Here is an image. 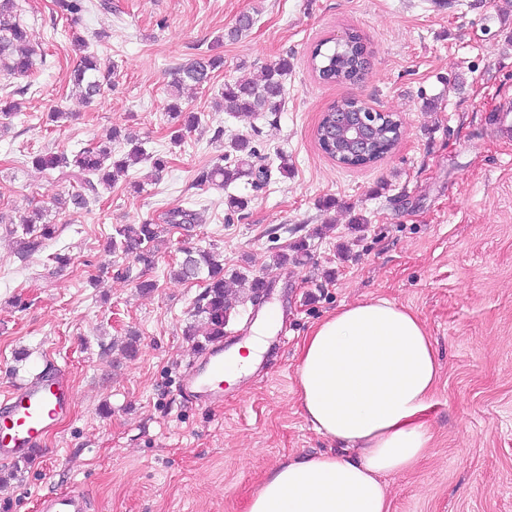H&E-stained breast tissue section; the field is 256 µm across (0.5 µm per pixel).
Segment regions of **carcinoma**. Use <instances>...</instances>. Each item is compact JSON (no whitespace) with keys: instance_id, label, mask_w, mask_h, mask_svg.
I'll use <instances>...</instances> for the list:
<instances>
[{"instance_id":"carcinoma-1","label":"carcinoma","mask_w":512,"mask_h":512,"mask_svg":"<svg viewBox=\"0 0 512 512\" xmlns=\"http://www.w3.org/2000/svg\"><path fill=\"white\" fill-rule=\"evenodd\" d=\"M56 5L62 14L71 16L88 8L87 0H56ZM347 37L345 42L334 38L325 39L314 47L311 67L322 81L330 84H357L367 74L369 51L364 38L357 32H349ZM74 43L82 52L80 63L73 74L74 87L82 99L91 101L101 92L100 69L95 55L87 52L85 41L77 37ZM34 54L35 50L27 46V30L18 0H0V71L30 78L33 75ZM223 65L219 56L200 54L175 69L171 87L176 90L184 87L201 88L210 83L214 72ZM288 68V59L280 58L265 65L254 79L225 83L220 94L222 108L238 116L262 113L277 115L283 103L284 78ZM168 116L173 126L170 141L175 146L181 145L184 132L192 131L201 123L197 113L187 112L177 103L169 105ZM396 119L398 116L394 115L384 123L378 122V127L372 131V148L365 158L354 159L328 147L320 124L315 129V138L330 158L339 161L345 157V165L349 167L368 166L383 159L399 144L402 126L395 123ZM120 138L125 141L126 149L117 156L112 152V142ZM229 148L231 153L220 154L211 166L199 171L196 177L198 185L211 184L226 188L244 176L253 178L256 187L266 182L269 168L255 167L253 158L256 157V150L248 138L232 139ZM146 160L152 161L159 170L166 166L163 157L148 153L140 141L121 137L120 131L114 127L104 141L91 143L70 154H38L34 156L33 163L41 169L68 171V176L78 183V187L69 194L68 202L76 209H84L89 204L85 190H96L94 182H99L108 190L112 188L116 176ZM196 221V211L180 206L168 210L164 218V223L172 228L194 224ZM164 231L162 225L148 220L140 224H117L112 228L108 248L112 253L130 255L136 262L149 268L155 263L158 243ZM17 232L22 233L19 254L27 258L41 251L44 242L53 238L56 230L55 225L44 221L43 211L36 209L32 216L20 224V228L11 230L13 234ZM183 254V259L172 270V275L181 281L200 280L205 283L204 292L196 301V315L208 326L207 339L220 338L224 336V326L235 309V304L228 298L224 260L209 250L185 248ZM308 256L306 243L300 240L291 246V253H275L273 264H301Z\"/></svg>"}]
</instances>
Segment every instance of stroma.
<instances>
[{
    "label": "stroma",
    "mask_w": 512,
    "mask_h": 512,
    "mask_svg": "<svg viewBox=\"0 0 512 512\" xmlns=\"http://www.w3.org/2000/svg\"><path fill=\"white\" fill-rule=\"evenodd\" d=\"M100 2L73 19L55 0H20L43 56L32 80L0 73V95L17 91L21 106L0 129V393L46 366L74 390L73 412L41 457L0 463V512H37L38 497L71 489L91 492L90 512H247L275 466L332 447L298 406L303 339L340 306L377 297L421 318L439 365L425 415L431 446L386 476L390 512H512V138L485 119L512 100V0ZM243 14L252 29L228 38ZM350 30L370 52L365 80L323 83L309 63L314 45ZM73 31L114 66L89 105L71 92ZM200 54L223 56L224 67L185 93L183 108L201 123L176 148L169 84ZM283 56L278 115L216 108L226 82ZM347 97L403 122L398 146L368 167L338 165L315 139L323 111ZM56 109L70 114L59 127L47 120ZM113 127L167 156V167L131 168L84 210L53 204L70 179L33 157L76 151ZM240 134L268 161L286 154L288 173L271 171L257 190L244 178L197 185L217 142ZM230 194L247 208L229 211ZM190 200L201 222L165 233L152 268L106 252L114 225L160 224ZM35 208L57 233L23 260L9 229ZM301 239L306 264L271 266ZM184 247L219 253L226 277H267L264 304L284 313L265 331L255 370L225 387L217 409L180 392L207 346L192 317L203 283L170 273ZM56 253L70 256L66 268L55 269ZM141 278L156 290L140 293ZM132 335L128 358L119 346Z\"/></svg>",
    "instance_id": "35a3bbf8"
}]
</instances>
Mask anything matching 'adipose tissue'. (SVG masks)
Here are the masks:
<instances>
[{
	"mask_svg": "<svg viewBox=\"0 0 512 512\" xmlns=\"http://www.w3.org/2000/svg\"><path fill=\"white\" fill-rule=\"evenodd\" d=\"M437 381L433 344L412 310L380 297L326 316L300 348V409L317 433L356 455L281 463L248 512H390L384 478L429 448L423 416Z\"/></svg>",
	"mask_w": 512,
	"mask_h": 512,
	"instance_id": "adipose-tissue-1",
	"label": "adipose tissue"
}]
</instances>
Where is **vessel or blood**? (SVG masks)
Instances as JSON below:
<instances>
[{"instance_id": "1", "label": "vessel or blood", "mask_w": 512, "mask_h": 512, "mask_svg": "<svg viewBox=\"0 0 512 512\" xmlns=\"http://www.w3.org/2000/svg\"><path fill=\"white\" fill-rule=\"evenodd\" d=\"M502 137L512 136V104L503 103L488 117ZM181 391L213 408L224 401V344L215 342L200 363L188 369ZM73 405V388L64 372H41L28 383L0 396V461L13 462L39 454L45 436L66 417ZM90 496L83 490L44 495L39 512H89Z\"/></svg>"}]
</instances>
